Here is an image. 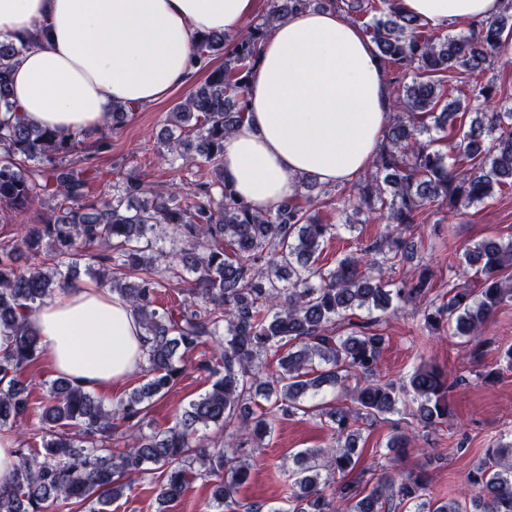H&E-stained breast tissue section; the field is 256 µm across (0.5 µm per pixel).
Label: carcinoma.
Masks as SVG:
<instances>
[{
	"label": "carcinoma",
	"mask_w": 512,
	"mask_h": 512,
	"mask_svg": "<svg viewBox=\"0 0 512 512\" xmlns=\"http://www.w3.org/2000/svg\"><path fill=\"white\" fill-rule=\"evenodd\" d=\"M263 17L233 40L205 33L194 49V64L209 74L166 114L169 131L189 130L201 162L218 174L220 200L212 184L193 193L156 192L131 175L88 200L84 170L74 155L80 131L71 135L38 126L17 115L11 99V72L26 46L0 40V205L16 212L37 201L56 202L54 215L29 224L22 237L0 241V429L22 423L34 410L23 372L42 356L40 337L26 316L79 277L80 266L133 308L148 336L146 381L105 406L95 395L58 378L39 406L43 435L38 448H18L11 481L0 483V512H48L54 505L88 504L89 512L110 506L131 488L130 476L159 471L156 501L169 512L197 478L213 484L212 506L224 512L249 478L250 445L267 437L276 421L306 412L305 403L324 386L339 389L346 404H324L319 416L334 444L295 457L298 491L273 512H512V442L486 451L469 477V503L433 500L421 473L395 483L386 476L354 473L359 461L360 422L402 413L394 383L380 377L385 336L380 318L355 323L348 312L387 313L405 306L422 310L418 329L448 325L453 335L479 338L487 320L512 301V238L487 239L464 252L483 287L476 294L453 289L448 301L429 299L427 267L397 282L368 270L392 266L414 255L412 241L397 230L422 224L425 212L480 202L494 188L512 189V98L497 95L491 83L469 85L467 98L481 119L459 138L445 124L461 102L442 103L443 89L457 88L462 74L491 69L512 37V0L490 20L443 37L426 31L396 0H326L345 13L375 46L395 95L396 110L369 171L342 195L343 207L368 212L386 224L380 238L325 269L315 265L325 242L344 220L325 224L313 213L319 185L301 178V190L273 212L239 199L224 181V138L248 112L247 84L261 46L276 22L314 0H267ZM224 65L211 68V57ZM433 120L428 124L427 120ZM170 235L178 252L158 246ZM103 243L106 253L92 248ZM58 258L45 267L43 246ZM193 274L189 302L159 310L164 278L181 277L178 264ZM290 345L267 371L271 351ZM195 368L212 379L172 426L142 431L151 400L166 394L182 374L180 362L202 346ZM412 415L424 428L448 419L451 385L436 367L420 366L409 378ZM128 448L112 451L116 424ZM234 428V439L211 447L210 425Z\"/></svg>",
	"instance_id": "cac0c4a2"
}]
</instances>
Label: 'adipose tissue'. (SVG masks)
I'll list each match as a JSON object with an SVG mask.
<instances>
[{
  "label": "adipose tissue",
  "instance_id": "adipose-tissue-1",
  "mask_svg": "<svg viewBox=\"0 0 512 512\" xmlns=\"http://www.w3.org/2000/svg\"><path fill=\"white\" fill-rule=\"evenodd\" d=\"M430 28L488 19L502 0H398ZM254 0H0V39L28 43L11 75L25 120L63 134L102 126L116 104L148 106L183 85L196 39L243 26ZM244 121L224 140V179L260 211L300 176L347 184L370 166L392 109L371 41L335 9L277 22L249 81ZM56 376L87 392L140 372L147 338L110 288L72 282L30 317Z\"/></svg>",
  "mask_w": 512,
  "mask_h": 512
}]
</instances>
